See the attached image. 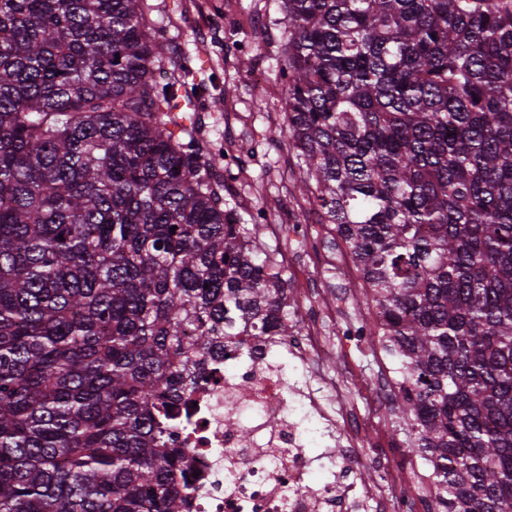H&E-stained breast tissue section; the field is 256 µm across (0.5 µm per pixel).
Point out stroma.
Segmentation results:
<instances>
[{"label": "stroma", "instance_id": "35a3bbf8", "mask_svg": "<svg viewBox=\"0 0 512 512\" xmlns=\"http://www.w3.org/2000/svg\"><path fill=\"white\" fill-rule=\"evenodd\" d=\"M165 45L161 80L181 75L192 65L193 80L184 86L201 115L207 139L220 143L242 166L227 186L240 211L264 212V240L276 245L290 224L304 222L303 241L284 252L288 294L297 305L298 332L321 336L325 350L313 358L315 372L298 367L290 380H309L322 390L336 413L321 447L336 448L341 438L359 447L360 462L351 481L370 493L364 512H393L395 501L407 512H436L431 465L410 452L404 432L399 391L400 360L379 337L361 332L370 315L359 273L329 225L319 223L300 195L291 171L296 159L283 124L284 90L276 77L282 48L279 0H149ZM262 22V30L245 29L236 44H214L216 12ZM263 65L266 77L255 81L243 59Z\"/></svg>", "mask_w": 512, "mask_h": 512}]
</instances>
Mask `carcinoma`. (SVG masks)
Segmentation results:
<instances>
[{"instance_id":"carcinoma-1","label":"carcinoma","mask_w":512,"mask_h":512,"mask_svg":"<svg viewBox=\"0 0 512 512\" xmlns=\"http://www.w3.org/2000/svg\"><path fill=\"white\" fill-rule=\"evenodd\" d=\"M294 190L403 360L443 512H512V0H281ZM147 0H0V512H185L174 424L292 335Z\"/></svg>"}]
</instances>
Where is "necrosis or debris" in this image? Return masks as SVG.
Here are the masks:
<instances>
[{"label":"necrosis or debris","instance_id":"4bbe7bcc","mask_svg":"<svg viewBox=\"0 0 512 512\" xmlns=\"http://www.w3.org/2000/svg\"><path fill=\"white\" fill-rule=\"evenodd\" d=\"M245 344L209 360L220 381L196 393L191 422L176 436L188 449L185 468L196 475L187 512H353L363 493L340 470L358 461L356 450L312 456L310 427L330 415L318 392L288 383L289 359L305 361L318 337L249 336ZM318 465L331 479L314 483Z\"/></svg>","mask_w":512,"mask_h":512}]
</instances>
